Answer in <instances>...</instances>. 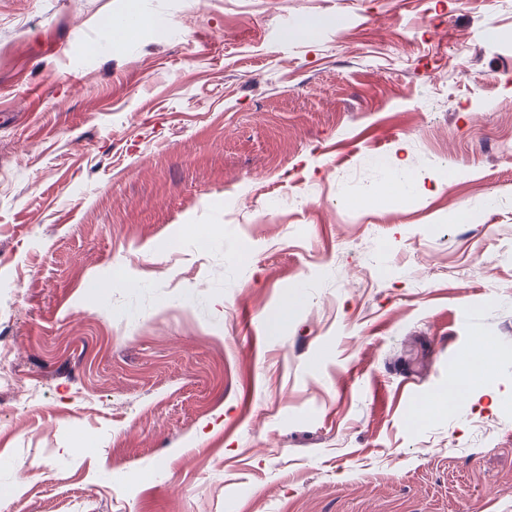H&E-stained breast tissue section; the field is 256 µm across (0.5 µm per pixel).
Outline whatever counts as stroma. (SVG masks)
<instances>
[{"label":"stroma","mask_w":512,"mask_h":512,"mask_svg":"<svg viewBox=\"0 0 512 512\" xmlns=\"http://www.w3.org/2000/svg\"><path fill=\"white\" fill-rule=\"evenodd\" d=\"M0 341V512H512V0H0Z\"/></svg>","instance_id":"stroma-1"}]
</instances>
